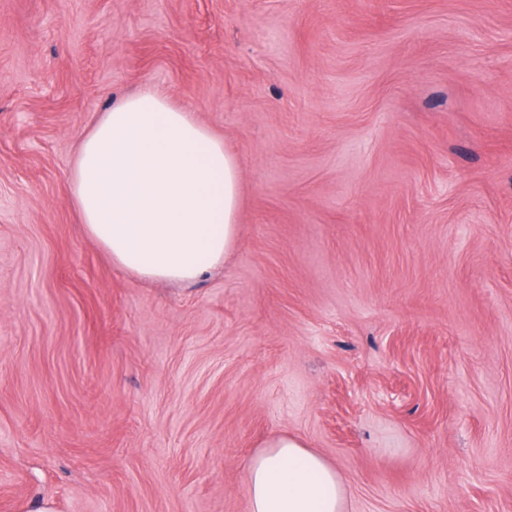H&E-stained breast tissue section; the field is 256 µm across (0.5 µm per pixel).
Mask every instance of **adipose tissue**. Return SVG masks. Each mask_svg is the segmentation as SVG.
<instances>
[{"label":"adipose tissue","instance_id":"adipose-tissue-1","mask_svg":"<svg viewBox=\"0 0 512 512\" xmlns=\"http://www.w3.org/2000/svg\"><path fill=\"white\" fill-rule=\"evenodd\" d=\"M68 189L90 239L120 270L194 282L235 246L241 174L222 137L145 86L113 102L80 139ZM250 512H344L343 481L279 436L247 466Z\"/></svg>","mask_w":512,"mask_h":512}]
</instances>
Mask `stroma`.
<instances>
[{"label": "stroma", "mask_w": 512, "mask_h": 512, "mask_svg": "<svg viewBox=\"0 0 512 512\" xmlns=\"http://www.w3.org/2000/svg\"><path fill=\"white\" fill-rule=\"evenodd\" d=\"M144 84L240 166L190 284L68 193ZM284 434L345 512H512V0H0V512H249Z\"/></svg>", "instance_id": "obj_1"}]
</instances>
